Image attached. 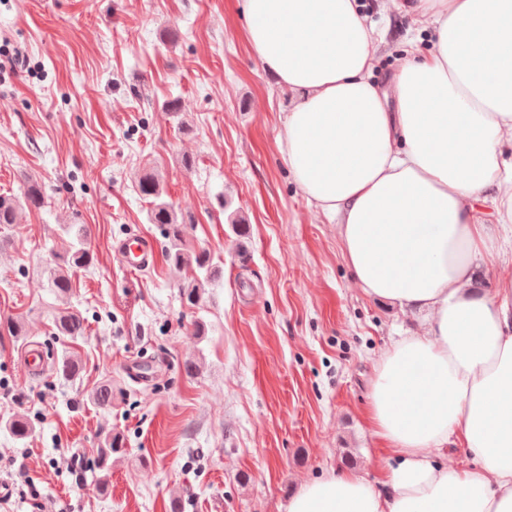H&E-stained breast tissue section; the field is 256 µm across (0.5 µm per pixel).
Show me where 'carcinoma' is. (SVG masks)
<instances>
[{
	"label": "carcinoma",
	"instance_id": "cac0c4a2",
	"mask_svg": "<svg viewBox=\"0 0 512 512\" xmlns=\"http://www.w3.org/2000/svg\"><path fill=\"white\" fill-rule=\"evenodd\" d=\"M138 192L153 204L148 214L149 222L163 226L165 236L169 240L167 261L176 268L186 269L192 273L190 280L181 288L182 298L192 306L198 304L205 293L206 285L221 279V266L213 263L211 253L205 250L191 252L184 247L187 224L178 216L173 205L162 199L164 190L157 174L144 175L138 182ZM44 201L43 187L36 180L27 182L20 198L0 195V226L19 223V214L23 210L39 209L44 205ZM64 231L68 235H73V242L64 254L54 256L53 263L46 270L47 287L60 299L71 296L74 287L73 271L89 267L93 260L85 225L66 224ZM83 332L84 320L77 312L68 307L58 309L53 318L54 335L74 341L83 335ZM58 369L60 376L67 381L78 377L80 363L73 351L62 350ZM91 398L100 407L110 405L112 385L108 382L101 383L93 390ZM7 427L18 440L28 438L34 431L33 424L24 415L13 416L7 421ZM119 452L121 448L119 438L116 436L106 438L104 446L99 448L97 466L101 472L100 487H107L109 460L112 455Z\"/></svg>",
	"mask_w": 512,
	"mask_h": 512
}]
</instances>
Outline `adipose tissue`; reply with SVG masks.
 Listing matches in <instances>:
<instances>
[{
  "instance_id": "ef3b65f1",
  "label": "adipose tissue",
  "mask_w": 512,
  "mask_h": 512,
  "mask_svg": "<svg viewBox=\"0 0 512 512\" xmlns=\"http://www.w3.org/2000/svg\"><path fill=\"white\" fill-rule=\"evenodd\" d=\"M403 8L436 38L385 91L357 0L242 3L253 52L294 98L278 142L302 196L335 218L366 296L425 316L370 384L368 422L395 463L376 483L303 481L285 512H512V279L491 297L473 286L512 248V0ZM451 443L477 467L441 462Z\"/></svg>"
}]
</instances>
